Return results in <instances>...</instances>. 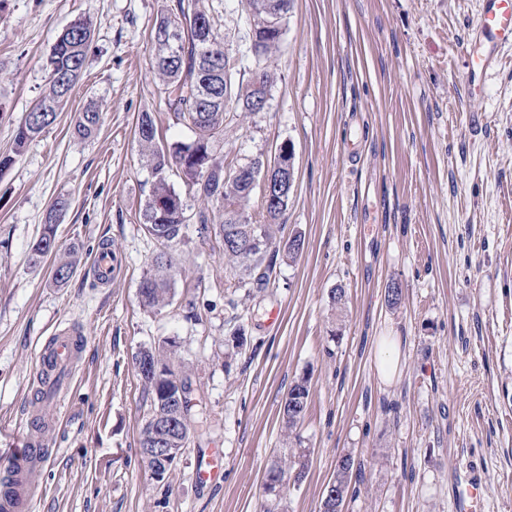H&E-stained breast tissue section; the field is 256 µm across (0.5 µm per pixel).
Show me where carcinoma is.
I'll return each instance as SVG.
<instances>
[{"label": "carcinoma", "mask_w": 512, "mask_h": 512, "mask_svg": "<svg viewBox=\"0 0 512 512\" xmlns=\"http://www.w3.org/2000/svg\"><path fill=\"white\" fill-rule=\"evenodd\" d=\"M293 0H239L246 14L248 32L244 38L242 57L250 60L251 77L243 84L235 79L237 66L224 56V39L219 36L216 20L204 0H178L177 6L164 10L151 33L154 45L153 70L161 83L160 93L167 110L176 120L187 125L194 133L190 144L176 143L165 146L157 142V129L151 115L141 114L136 135L141 155L151 167L156 180L141 217L144 228L159 225L155 240L165 247L180 242L185 226L183 196L171 187L167 173L177 168L184 176L188 193L215 206L220 225L228 228L246 227L232 221L245 215L253 189L236 178V169L224 170L210 153V141L224 135V128L234 117L251 115V101L259 88L270 87L276 79L271 60L279 51L280 42L273 41L263 28L266 14L279 16L286 22ZM95 26L91 20L80 18L72 22L55 40L46 62V89L41 98L30 108L42 115V121H22L16 129L12 152L0 155V172L9 169L23 153L30 141L51 126L57 112L71 95L79 81L86 58L93 42ZM101 108L89 106L78 114L74 131L79 137H92L99 128ZM164 203L158 208L157 203ZM70 205L69 198L59 197L50 206L43 232L34 244L30 265L36 267L42 260L54 255L56 265L54 283L61 286L70 278L80 263L78 249L71 247L64 252L47 251L45 243L56 237L60 214ZM287 205L275 213L265 212L263 240L248 249L241 247L240 237L233 236L224 246V260L243 275L258 284L267 282L271 265L264 264L266 257L279 253L272 223L286 210ZM173 279V259L169 252L158 253L152 269L141 280L145 292L142 305L154 312L165 308L170 301ZM151 395V418L172 413L176 407L173 395H158L154 384L143 377ZM310 395L309 381L302 378L289 390L283 406L286 429L293 431L303 419ZM355 458L346 453L336 463L332 490L340 503H345L351 491ZM308 469V450L300 448L273 471L284 484L298 482Z\"/></svg>", "instance_id": "cac0c4a2"}]
</instances>
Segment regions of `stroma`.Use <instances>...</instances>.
<instances>
[{"label": "stroma", "instance_id": "stroma-1", "mask_svg": "<svg viewBox=\"0 0 512 512\" xmlns=\"http://www.w3.org/2000/svg\"><path fill=\"white\" fill-rule=\"evenodd\" d=\"M169 2L0 0V154L45 89L58 33L79 17L96 27L56 121L0 172V476L7 449L43 437L29 421L38 351L67 330L81 341L37 512H262L267 471L299 444L308 473L284 489V512H319L346 451L362 466L346 512H454L456 484L473 481L479 512H512V49L469 104L481 0H294L267 110L234 118L211 152L238 166L293 145L274 230L283 245L302 236V252H279L259 286L226 264L218 224L192 218L171 249V301L152 313L138 288L159 245L139 210L155 177L135 130L148 112L162 143L195 138L164 111L151 68ZM94 103L100 130L79 139ZM60 196L57 242L82 261L58 286L54 258L33 268L29 256ZM105 244L115 271L101 285ZM384 337L399 355L388 379ZM168 343L196 405L158 479L139 452L150 397L134 356ZM303 377L308 406L289 435L283 404ZM214 463L221 479L199 481ZM101 112L100 106H88L79 112L74 124L75 134L83 139L92 137L98 131Z\"/></svg>", "mask_w": 512, "mask_h": 512}]
</instances>
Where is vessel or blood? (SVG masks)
Here are the masks:
<instances>
[{"instance_id":"vessel-or-blood-1","label":"vessel or blood","mask_w":512,"mask_h":512,"mask_svg":"<svg viewBox=\"0 0 512 512\" xmlns=\"http://www.w3.org/2000/svg\"><path fill=\"white\" fill-rule=\"evenodd\" d=\"M507 48L512 49V0H483L482 11L473 27L470 50L464 59L470 102H482L487 79ZM76 346V340L64 332L40 352L41 394L31 412V421L40 430L55 429L59 423L56 391ZM9 454L10 478L0 486V512H34L37 501L31 485L44 451L29 442L24 447L10 449Z\"/></svg>"}]
</instances>
